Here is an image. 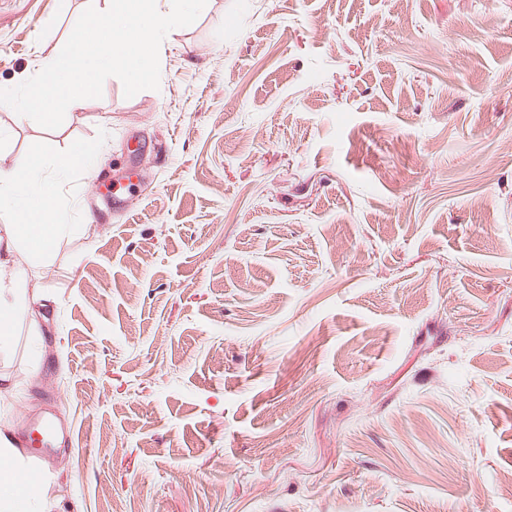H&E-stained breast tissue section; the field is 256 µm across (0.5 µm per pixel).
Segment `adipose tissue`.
Segmentation results:
<instances>
[{"label": "adipose tissue", "mask_w": 512, "mask_h": 512, "mask_svg": "<svg viewBox=\"0 0 512 512\" xmlns=\"http://www.w3.org/2000/svg\"><path fill=\"white\" fill-rule=\"evenodd\" d=\"M98 148L81 145L71 154L44 161L25 152L0 151V208H11L16 220L0 225V351L14 339V327L36 296L30 269L55 242L72 232L56 221L50 197L75 171L92 172ZM13 437L0 430V512H34L23 482L20 455Z\"/></svg>", "instance_id": "1"}]
</instances>
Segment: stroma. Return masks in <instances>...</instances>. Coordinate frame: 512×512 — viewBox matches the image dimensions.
<instances>
[{
	"instance_id": "1",
	"label": "stroma",
	"mask_w": 512,
	"mask_h": 512,
	"mask_svg": "<svg viewBox=\"0 0 512 512\" xmlns=\"http://www.w3.org/2000/svg\"><path fill=\"white\" fill-rule=\"evenodd\" d=\"M95 2L0 0V86ZM159 56L50 134L0 106L12 151L99 148L32 274L47 351L0 352V427L66 431L36 503L512 512V0H210Z\"/></svg>"
}]
</instances>
